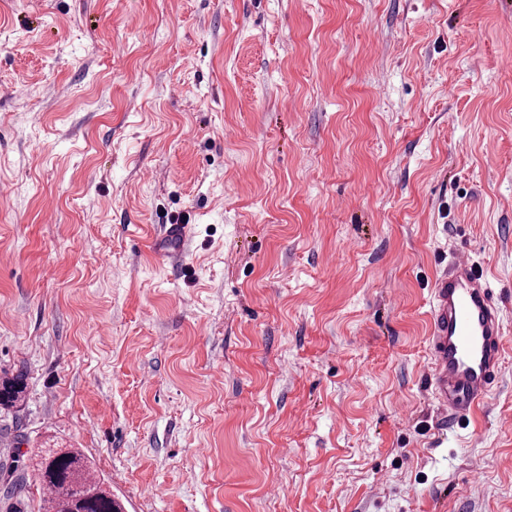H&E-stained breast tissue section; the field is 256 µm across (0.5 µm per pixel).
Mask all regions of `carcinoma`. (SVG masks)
Returning <instances> with one entry per match:
<instances>
[{
	"label": "carcinoma",
	"instance_id": "obj_1",
	"mask_svg": "<svg viewBox=\"0 0 512 512\" xmlns=\"http://www.w3.org/2000/svg\"><path fill=\"white\" fill-rule=\"evenodd\" d=\"M25 376L0 379V406L14 408L22 401ZM35 481L45 491L43 512H124L80 448H50L40 455Z\"/></svg>",
	"mask_w": 512,
	"mask_h": 512
}]
</instances>
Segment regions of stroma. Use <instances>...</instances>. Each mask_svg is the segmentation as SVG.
<instances>
[{
  "mask_svg": "<svg viewBox=\"0 0 512 512\" xmlns=\"http://www.w3.org/2000/svg\"><path fill=\"white\" fill-rule=\"evenodd\" d=\"M459 248L503 376L443 425ZM17 372L0 512H40L48 444L126 512H512V0H0ZM189 237V224H169L165 228L163 238L159 242L161 254L174 260L183 254L185 243ZM173 243L177 248H169Z\"/></svg>",
  "mask_w": 512,
  "mask_h": 512,
  "instance_id": "35a3bbf8",
  "label": "stroma"
}]
</instances>
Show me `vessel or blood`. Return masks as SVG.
<instances>
[{"label":"vessel or blood","instance_id":"obj_1","mask_svg":"<svg viewBox=\"0 0 512 512\" xmlns=\"http://www.w3.org/2000/svg\"><path fill=\"white\" fill-rule=\"evenodd\" d=\"M188 237V225H168L159 242L161 254L180 257ZM432 294L429 378L445 417L458 420L501 376L500 307L493 288L464 253L449 259Z\"/></svg>","mask_w":512,"mask_h":512}]
</instances>
